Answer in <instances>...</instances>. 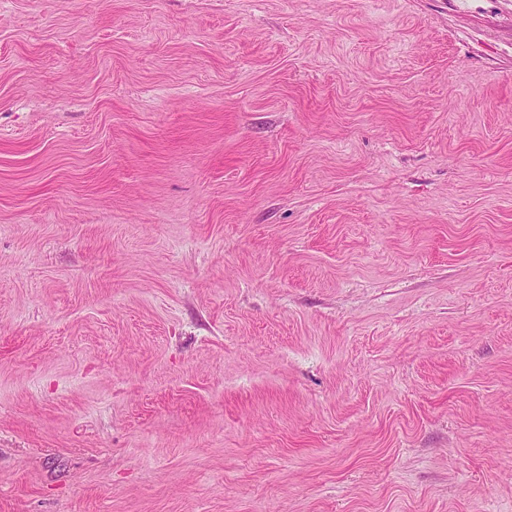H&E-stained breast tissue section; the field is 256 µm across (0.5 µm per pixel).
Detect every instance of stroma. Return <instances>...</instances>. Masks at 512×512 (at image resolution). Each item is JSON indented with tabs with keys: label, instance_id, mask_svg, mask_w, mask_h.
<instances>
[{
	"label": "stroma",
	"instance_id": "35a3bbf8",
	"mask_svg": "<svg viewBox=\"0 0 512 512\" xmlns=\"http://www.w3.org/2000/svg\"><path fill=\"white\" fill-rule=\"evenodd\" d=\"M0 512H512V0H0Z\"/></svg>",
	"mask_w": 512,
	"mask_h": 512
}]
</instances>
